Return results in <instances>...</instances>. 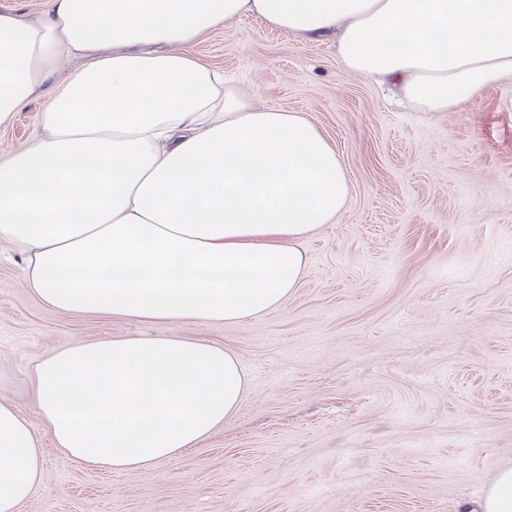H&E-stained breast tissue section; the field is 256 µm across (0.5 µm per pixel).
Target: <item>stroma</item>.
I'll list each match as a JSON object with an SVG mask.
<instances>
[{"label": "stroma", "instance_id": "1", "mask_svg": "<svg viewBox=\"0 0 512 512\" xmlns=\"http://www.w3.org/2000/svg\"><path fill=\"white\" fill-rule=\"evenodd\" d=\"M193 51L256 105L314 122L350 197L305 238L295 293L237 324L53 310L27 288L24 254L0 243V402L41 439L43 476L20 512H462L512 468V87L421 112L349 74L330 38L302 42L256 17ZM45 105L31 98L0 128V154ZM133 335L236 353L240 408L144 469L66 460L32 394L37 362Z\"/></svg>", "mask_w": 512, "mask_h": 512}]
</instances>
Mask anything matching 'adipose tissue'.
<instances>
[{
    "label": "adipose tissue",
    "instance_id": "obj_1",
    "mask_svg": "<svg viewBox=\"0 0 512 512\" xmlns=\"http://www.w3.org/2000/svg\"><path fill=\"white\" fill-rule=\"evenodd\" d=\"M255 16L332 34L351 74L397 83L425 112L512 85V0H49L0 14V127L34 94L35 135L0 155V241L46 306L151 321L238 323L280 307L303 238L350 195L339 154L303 113L256 106L191 51ZM84 66L68 74L71 57ZM32 388L62 454L113 473L192 448L246 390L235 353L123 336L44 356ZM42 476L29 421L0 402V512Z\"/></svg>",
    "mask_w": 512,
    "mask_h": 512
}]
</instances>
